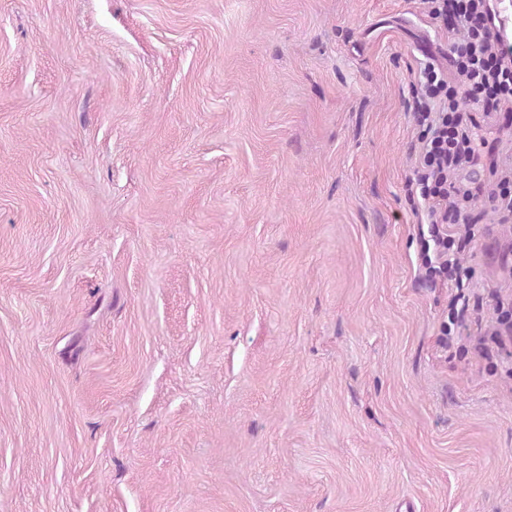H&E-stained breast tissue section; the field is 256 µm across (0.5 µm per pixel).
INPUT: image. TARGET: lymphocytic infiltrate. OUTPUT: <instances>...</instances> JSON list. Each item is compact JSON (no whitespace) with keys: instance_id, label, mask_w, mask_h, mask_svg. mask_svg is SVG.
<instances>
[{"instance_id":"1","label":"lymphocytic infiltrate","mask_w":512,"mask_h":512,"mask_svg":"<svg viewBox=\"0 0 512 512\" xmlns=\"http://www.w3.org/2000/svg\"><path fill=\"white\" fill-rule=\"evenodd\" d=\"M433 20L460 33L449 67L426 64L417 81L412 110L420 128L413 150L416 174L409 183L421 200L422 272L427 280L446 281L452 289L448 320L442 333L449 345L471 337V313L491 298L494 324L476 338L478 356L488 364L512 362V299L499 291L481 296L470 284L461 255L473 240L482 205H490L499 223H512V164L501 157L500 144L479 133L478 115L496 116L512 127V46H501L493 35L490 0H426ZM490 178L471 182L474 167Z\"/></svg>"}]
</instances>
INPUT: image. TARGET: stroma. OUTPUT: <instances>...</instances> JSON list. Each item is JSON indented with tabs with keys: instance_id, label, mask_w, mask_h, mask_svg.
I'll use <instances>...</instances> for the list:
<instances>
[{
	"instance_id": "1",
	"label": "stroma",
	"mask_w": 512,
	"mask_h": 512,
	"mask_svg": "<svg viewBox=\"0 0 512 512\" xmlns=\"http://www.w3.org/2000/svg\"><path fill=\"white\" fill-rule=\"evenodd\" d=\"M424 0H0V512H512L406 193ZM512 223L463 264L512 292Z\"/></svg>"
}]
</instances>
